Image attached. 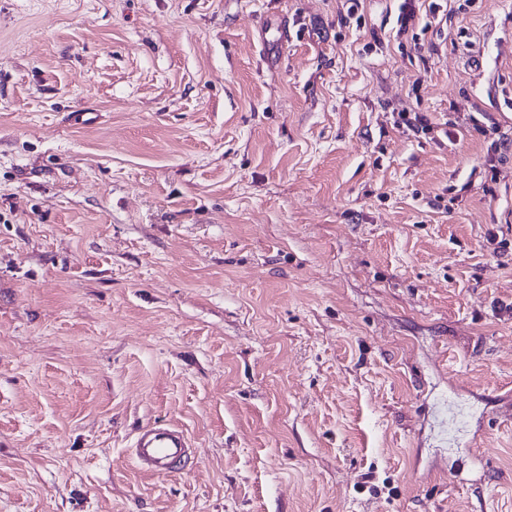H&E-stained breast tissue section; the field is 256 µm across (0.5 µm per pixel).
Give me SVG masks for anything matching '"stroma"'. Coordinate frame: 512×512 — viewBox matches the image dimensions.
<instances>
[{"instance_id": "1", "label": "stroma", "mask_w": 512, "mask_h": 512, "mask_svg": "<svg viewBox=\"0 0 512 512\" xmlns=\"http://www.w3.org/2000/svg\"><path fill=\"white\" fill-rule=\"evenodd\" d=\"M428 2L0 0V512H512V8ZM189 448L191 442L182 430L167 423H155L136 436L132 453L146 467L167 473L187 456Z\"/></svg>"}]
</instances>
